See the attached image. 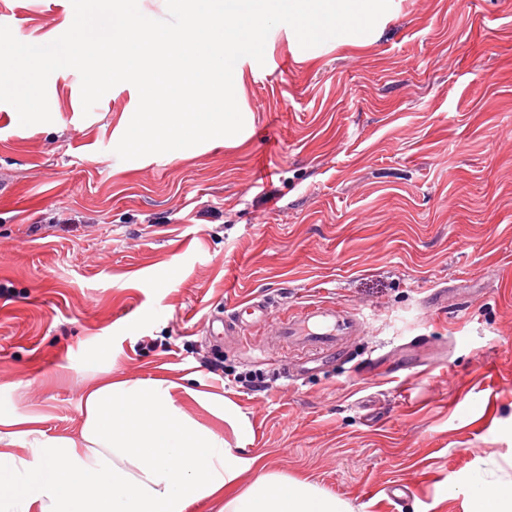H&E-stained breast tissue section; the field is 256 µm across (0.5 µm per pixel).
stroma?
Instances as JSON below:
<instances>
[{"label":"stroma","instance_id":"35a3bbf8","mask_svg":"<svg viewBox=\"0 0 512 512\" xmlns=\"http://www.w3.org/2000/svg\"><path fill=\"white\" fill-rule=\"evenodd\" d=\"M70 4L0 0V25L39 39ZM269 42L237 146L120 159L134 88L87 113L73 69L48 79L51 123L0 103V408L72 436L98 368L189 375L244 417L240 436L180 398L235 454L352 512H470L475 477H512V0H391L361 40ZM254 296L276 317L332 303L367 322L329 371L292 380L288 350L208 333ZM396 349L421 363L365 373Z\"/></svg>","mask_w":512,"mask_h":512}]
</instances>
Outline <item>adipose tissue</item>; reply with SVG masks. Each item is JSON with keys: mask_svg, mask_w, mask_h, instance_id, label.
<instances>
[{"mask_svg": "<svg viewBox=\"0 0 512 512\" xmlns=\"http://www.w3.org/2000/svg\"><path fill=\"white\" fill-rule=\"evenodd\" d=\"M173 388L165 379L89 386L74 437L45 436L36 417L0 412V504L13 512H185L251 471L224 512H349L315 484L232 453ZM469 494L471 512H512L510 479L473 482Z\"/></svg>", "mask_w": 512, "mask_h": 512, "instance_id": "1", "label": "adipose tissue"}]
</instances>
